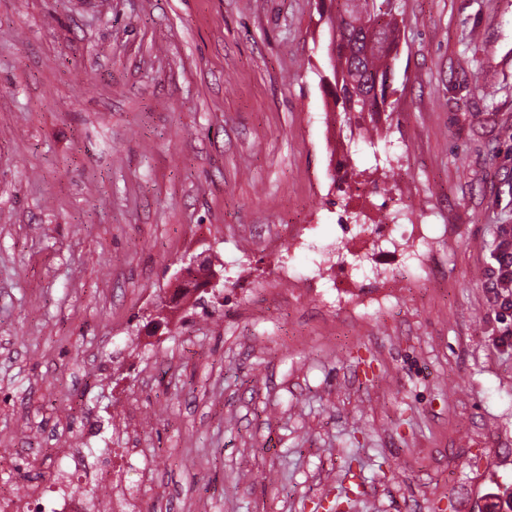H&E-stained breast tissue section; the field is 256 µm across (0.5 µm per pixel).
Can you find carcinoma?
Segmentation results:
<instances>
[{"mask_svg":"<svg viewBox=\"0 0 512 512\" xmlns=\"http://www.w3.org/2000/svg\"><path fill=\"white\" fill-rule=\"evenodd\" d=\"M336 10L326 21L330 42L336 44V65L331 67L335 101L341 103L347 123L362 131L366 118L385 103L384 77L391 70L389 40H398L399 0H334ZM373 26L382 47L369 50L363 30Z\"/></svg>","mask_w":512,"mask_h":512,"instance_id":"obj_1","label":"carcinoma"}]
</instances>
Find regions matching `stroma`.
Returning <instances> with one entry per match:
<instances>
[{"label":"stroma","mask_w":512,"mask_h":512,"mask_svg":"<svg viewBox=\"0 0 512 512\" xmlns=\"http://www.w3.org/2000/svg\"><path fill=\"white\" fill-rule=\"evenodd\" d=\"M399 5L390 114L338 167L319 0H0L21 483L127 448L145 512H482L480 476L512 497V311L488 275L512 230V0ZM386 216L424 258L370 280ZM203 252L223 300L164 315Z\"/></svg>","instance_id":"1"}]
</instances>
